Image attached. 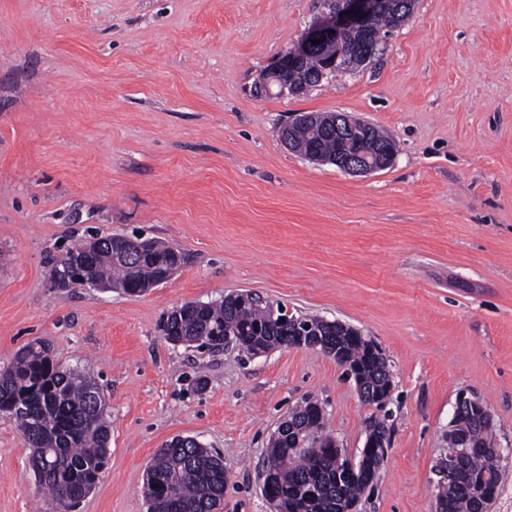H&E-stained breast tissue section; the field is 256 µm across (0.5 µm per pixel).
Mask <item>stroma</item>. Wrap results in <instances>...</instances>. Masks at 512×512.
I'll return each mask as SVG.
<instances>
[{
    "label": "stroma",
    "instance_id": "obj_1",
    "mask_svg": "<svg viewBox=\"0 0 512 512\" xmlns=\"http://www.w3.org/2000/svg\"><path fill=\"white\" fill-rule=\"evenodd\" d=\"M324 10L0 0V370L42 340L103 390L111 458L75 512H147L145 468L178 436L223 456L222 512H273L266 448L307 397L352 455L388 416L392 448L353 512H435L459 393L512 444V0H415L368 64L297 96L257 92ZM299 112L380 126L398 155L367 176L311 162L280 140ZM94 234L188 261L139 296L54 287L63 247ZM234 291L359 329L393 375L385 409L316 350L164 340L166 312ZM30 454L0 415V512H57Z\"/></svg>",
    "mask_w": 512,
    "mask_h": 512
}]
</instances>
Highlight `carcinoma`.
Returning a JSON list of instances; mask_svg holds the SVG:
<instances>
[{
    "instance_id": "cac0c4a2",
    "label": "carcinoma",
    "mask_w": 512,
    "mask_h": 512,
    "mask_svg": "<svg viewBox=\"0 0 512 512\" xmlns=\"http://www.w3.org/2000/svg\"><path fill=\"white\" fill-rule=\"evenodd\" d=\"M412 17V9L389 11L370 19L362 32L343 42H362L379 32L396 28ZM337 45L327 41L314 46L299 62L295 75L306 80L336 56ZM337 113H311V122L297 124L289 131L294 152L305 157L312 151L336 155L362 149L369 142L379 149L394 147L390 135L371 125L367 139L345 141L332 133ZM171 246L151 241L150 253L133 251L122 258L112 257L105 238L88 253L68 255L86 265L99 282H108L141 292L158 284L162 268L158 260L169 257ZM313 332L330 336L340 346L356 379L376 397L384 398L389 381L383 370L385 359L376 353L374 342L351 331L305 316ZM160 330L168 342H201L224 349V337H238L244 349L272 350L290 343L292 331L286 323L274 321L268 306L257 301L244 304L229 296L214 302H187L167 313ZM99 387L72 376L40 341L30 342L14 356L11 366L0 373V413L13 419L32 448L31 466L40 486L56 499L60 512H70L96 487L101 471L109 462L110 416L94 401ZM311 400L291 412L295 431L269 443L267 458L272 474L269 495L280 512H351L364 493L367 482L338 477L336 450L329 447L320 455L295 451L297 435L310 430L323 443L332 438L323 434V422L313 418ZM460 432L478 438L480 419L469 409L460 414ZM445 462L451 471L438 484L436 502L442 512H486L487 493L500 488L488 458L480 448L466 454L448 445ZM227 475L224 459L189 441L181 446L164 444L146 470L145 497L149 512H215L224 500Z\"/></svg>"
}]
</instances>
